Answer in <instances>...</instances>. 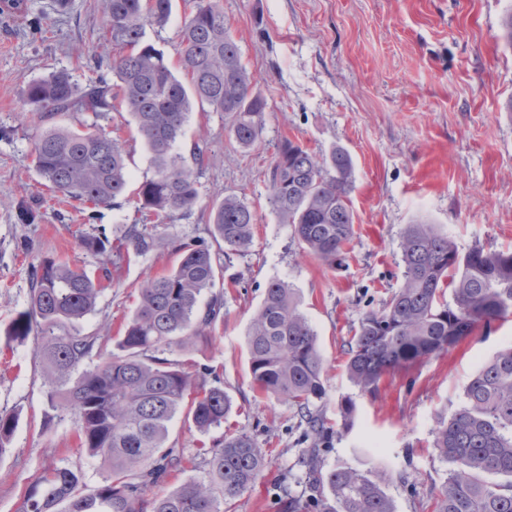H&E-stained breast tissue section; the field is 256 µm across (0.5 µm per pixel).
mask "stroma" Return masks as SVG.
I'll return each mask as SVG.
<instances>
[{
	"instance_id": "1",
	"label": "stroma",
	"mask_w": 512,
	"mask_h": 512,
	"mask_svg": "<svg viewBox=\"0 0 512 512\" xmlns=\"http://www.w3.org/2000/svg\"><path fill=\"white\" fill-rule=\"evenodd\" d=\"M33 2L48 15L39 39L21 25L0 23V409L18 419L0 457V512H18L27 488L50 467H77L90 489L107 473L80 447L73 417L51 407L34 338L7 339L27 305L30 270L42 258L91 269L99 264L78 244L83 225L72 206L46 199L36 223L17 219L21 203L46 192L30 158L39 125L22 107L28 82L64 69L82 83L90 75L88 57L107 64L113 55L99 0H71L60 12L53 0ZM222 4L253 89L267 101L263 135L244 152L223 113L190 112L177 149L189 153L198 141L208 147L211 162L198 171L200 208L174 215L154 252L122 261L76 330H119L144 280L170 269L169 239H209L201 207L228 194L246 197L258 214L255 243L233 261L238 282L224 291V322L214 340L192 354L197 366L217 368L232 399L223 432L250 435L265 457L254 489L225 502L224 512H279L281 499L306 491L297 411L256 395L248 367V328L273 279L293 288L317 334L327 379L320 409L342 428L324 467L345 462L387 471L395 512H433L451 468L432 446L437 421L459 408L478 367L512 345V318L390 375L373 395L350 381L345 351L362 315L381 308L403 282L400 242L407 225H432L462 254L475 246L512 247V113L505 108L512 99V48L499 38L512 0ZM79 49L85 59H77ZM116 123L135 187L151 171L150 154L129 113H111L103 125ZM286 138L324 155L341 148L352 158L355 236L341 265L327 267L304 251L268 204L266 172ZM347 401L354 411L346 422L341 405ZM406 473L412 482L403 481Z\"/></svg>"
}]
</instances>
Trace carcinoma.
I'll return each instance as SVG.
<instances>
[{"instance_id":"obj_1","label":"carcinoma","mask_w":512,"mask_h":512,"mask_svg":"<svg viewBox=\"0 0 512 512\" xmlns=\"http://www.w3.org/2000/svg\"><path fill=\"white\" fill-rule=\"evenodd\" d=\"M192 3L177 65L145 33L148 26H166L173 0H100L102 26L114 49L107 68L95 65L84 84L68 71H54L24 91L27 111L43 125L31 150L35 171L58 203L85 205L79 214L91 231L80 233L79 245L100 261L87 270L43 258L32 272L28 307L14 320L8 339L34 336L38 356L49 364L45 384L51 406L74 417L81 447L108 472L87 492L78 470L54 466L26 491L21 512H222L225 500L249 492L262 476L263 452L244 433L214 438L189 459L166 447L169 424L178 414L208 434L224 424L232 408L217 370L197 368L190 355L209 344L224 321V272L254 245L257 213L245 199L226 195L208 208L216 246L171 241L175 263L141 285L139 302L112 349L98 336L70 331L96 309L102 281L112 280L114 260L156 249V228L199 203L198 169L206 155L197 144L189 161L176 150L193 107L224 113L241 148L252 147L262 135L267 103L253 91L221 0ZM2 20H23L34 36L42 30L32 0L1 7ZM124 111L147 146L152 175L136 188L140 219L112 241L95 223L98 208L117 204L129 187L119 127L107 131L91 124L82 131L46 122L72 112H89L98 120ZM268 181L269 205L292 226L303 249L326 266L341 264L353 239L350 155L335 149L324 158L286 139ZM42 202L34 197L19 207L21 223H34ZM400 249L402 285L382 308L364 313L347 345L348 375L365 393L376 392L385 376L437 357L512 315V249L474 246L461 255L429 224L408 225ZM447 280L453 285L451 303ZM247 351L256 391L296 408L304 425L308 448L300 463L309 494L289 498L282 504L285 512H394L381 487L386 472L321 465L338 432L318 410L327 394L323 359L286 283H267ZM16 424L13 412L0 410V457ZM433 447L453 464L433 512H512V346L477 369L460 408L438 422ZM187 463L204 470L205 477L149 496L153 486Z\"/></svg>"}]
</instances>
